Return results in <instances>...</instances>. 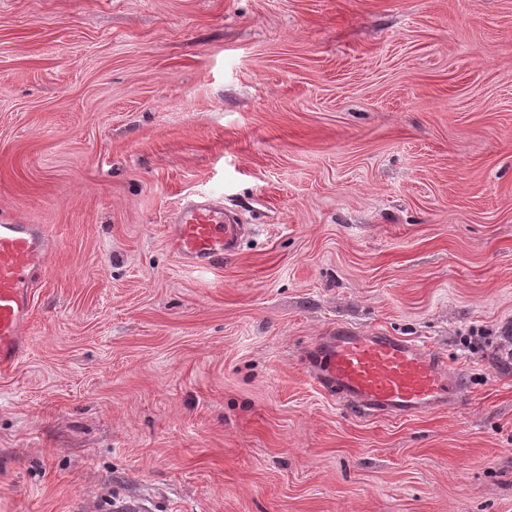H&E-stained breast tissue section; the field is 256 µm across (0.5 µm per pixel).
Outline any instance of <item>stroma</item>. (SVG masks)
Wrapping results in <instances>:
<instances>
[{"mask_svg":"<svg viewBox=\"0 0 512 512\" xmlns=\"http://www.w3.org/2000/svg\"><path fill=\"white\" fill-rule=\"evenodd\" d=\"M198 193L246 227L211 271ZM0 221L61 238L0 512H512V0H0ZM340 326L468 386L350 414ZM169 240L174 252L189 267H221L224 257L237 252L244 233L242 224L224 212V204L207 195L186 200L174 213Z\"/></svg>","mask_w":512,"mask_h":512,"instance_id":"35a3bbf8","label":"stroma"}]
</instances>
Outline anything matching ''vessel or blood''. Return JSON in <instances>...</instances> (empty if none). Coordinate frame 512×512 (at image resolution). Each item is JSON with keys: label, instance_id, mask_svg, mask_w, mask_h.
Returning a JSON list of instances; mask_svg holds the SVG:
<instances>
[{"label": "vessel or blood", "instance_id": "b4317fda", "mask_svg": "<svg viewBox=\"0 0 512 512\" xmlns=\"http://www.w3.org/2000/svg\"><path fill=\"white\" fill-rule=\"evenodd\" d=\"M244 233L206 195L186 200L169 228L174 252L189 267H221ZM56 238L45 224L0 223V371L25 351L33 289L41 282ZM314 381L351 410L387 418L418 417L455 404L468 378L443 357L405 337L337 328L308 354Z\"/></svg>", "mask_w": 512, "mask_h": 512}]
</instances>
